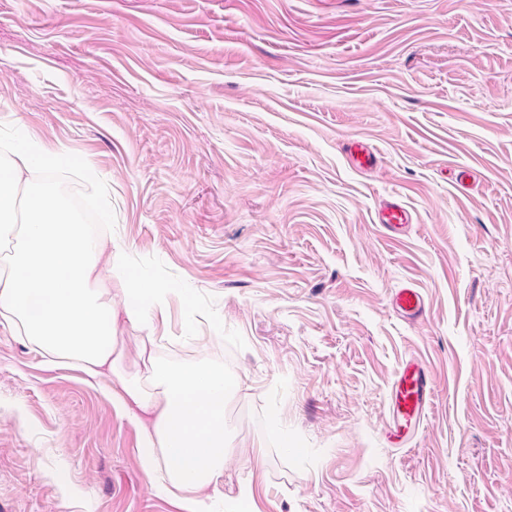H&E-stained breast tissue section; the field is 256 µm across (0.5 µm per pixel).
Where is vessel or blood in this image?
Instances as JSON below:
<instances>
[{
	"instance_id": "vessel-or-blood-1",
	"label": "vessel or blood",
	"mask_w": 512,
	"mask_h": 512,
	"mask_svg": "<svg viewBox=\"0 0 512 512\" xmlns=\"http://www.w3.org/2000/svg\"><path fill=\"white\" fill-rule=\"evenodd\" d=\"M348 154L357 170L367 171L377 164L375 151L362 140H352ZM376 221L389 238L396 239L412 224L413 216L400 201L387 199L380 203ZM389 305L398 317L411 323L424 319L426 315L422 294L410 284L395 289ZM434 397L433 380L425 364L416 358L403 361L391 384L388 401V426L400 440L406 441L415 435Z\"/></svg>"
}]
</instances>
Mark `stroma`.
<instances>
[{
	"instance_id": "obj_1",
	"label": "stroma",
	"mask_w": 512,
	"mask_h": 512,
	"mask_svg": "<svg viewBox=\"0 0 512 512\" xmlns=\"http://www.w3.org/2000/svg\"><path fill=\"white\" fill-rule=\"evenodd\" d=\"M24 137L64 161L34 179L168 284L159 358L232 381L225 494L512 512V0H0V162ZM389 196L414 217L396 241ZM407 283L415 324L389 307ZM411 356L436 395L403 446ZM142 452L104 381L0 326V512H178ZM348 154L351 164L360 171L373 169L377 165L375 151L364 141L353 139L348 145ZM389 305L398 317L407 322H417L426 316L425 300L418 288L411 284L396 288L390 296ZM434 397V384L426 365L417 358L403 361L391 384L388 401V427L400 443L415 435Z\"/></svg>"
}]
</instances>
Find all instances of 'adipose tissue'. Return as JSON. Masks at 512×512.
<instances>
[{
    "mask_svg": "<svg viewBox=\"0 0 512 512\" xmlns=\"http://www.w3.org/2000/svg\"><path fill=\"white\" fill-rule=\"evenodd\" d=\"M55 160L30 141L0 165V243L10 246L0 255V324L49 364L113 378L112 399L141 432V466L157 475V491L174 497L183 512H216L225 501L224 410L231 390L224 371L154 355L153 318L165 288L120 278L121 295L141 293L152 301L118 306L100 281L122 267L121 253L106 251L50 188L22 186L24 172L51 168ZM122 316L144 333L132 353L118 333Z\"/></svg>",
    "mask_w": 512,
    "mask_h": 512,
    "instance_id": "obj_1",
    "label": "adipose tissue"
}]
</instances>
